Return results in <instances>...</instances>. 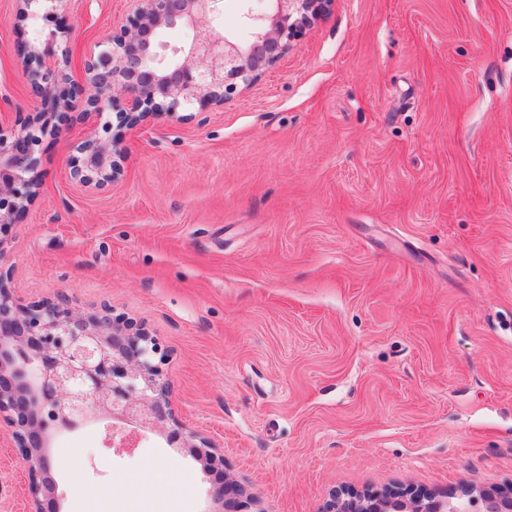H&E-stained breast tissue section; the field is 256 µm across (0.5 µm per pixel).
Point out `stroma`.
Masks as SVG:
<instances>
[{
	"label": "stroma",
	"mask_w": 512,
	"mask_h": 512,
	"mask_svg": "<svg viewBox=\"0 0 512 512\" xmlns=\"http://www.w3.org/2000/svg\"><path fill=\"white\" fill-rule=\"evenodd\" d=\"M0 0V126L43 106ZM69 73L126 0H68ZM94 122L35 148L40 195L0 266L23 301L66 293L144 324L176 417L224 465L161 436L52 439L58 492L152 488L112 512H207L233 476L259 512L333 489L512 488V0H334L223 110L125 130L123 171L75 187ZM0 432V512H26Z\"/></svg>",
	"instance_id": "35a3bbf8"
}]
</instances>
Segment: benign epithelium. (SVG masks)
<instances>
[{
  "label": "benign epithelium",
  "mask_w": 512,
  "mask_h": 512,
  "mask_svg": "<svg viewBox=\"0 0 512 512\" xmlns=\"http://www.w3.org/2000/svg\"><path fill=\"white\" fill-rule=\"evenodd\" d=\"M213 0H128L125 19L90 49L81 84L66 73L69 50L59 26L64 0H18L16 24L34 31L14 46L33 95L44 105L18 130L0 126V256L8 230L38 194L35 146L74 118L115 114L116 128L134 129L153 116L179 121L198 105L217 109L250 88L283 58L310 20L333 0H266L265 13H243L251 40L240 44L214 25ZM190 32L172 56L160 51L164 29ZM71 177L84 189L103 190L121 174V135L89 136L78 146ZM0 267V423L12 432L27 466L28 512H65L53 475L50 436L76 431L91 418L108 421V448L160 435L174 452L191 456L206 476L222 460L207 439L186 429L170 407L162 381L164 355L145 328L112 319V309L82 313L60 295L23 304ZM214 512H250L252 500L224 477L212 495ZM325 512H512V494L463 487L440 494L398 487L354 493L336 490Z\"/></svg>",
  "instance_id": "7a95c632"
}]
</instances>
